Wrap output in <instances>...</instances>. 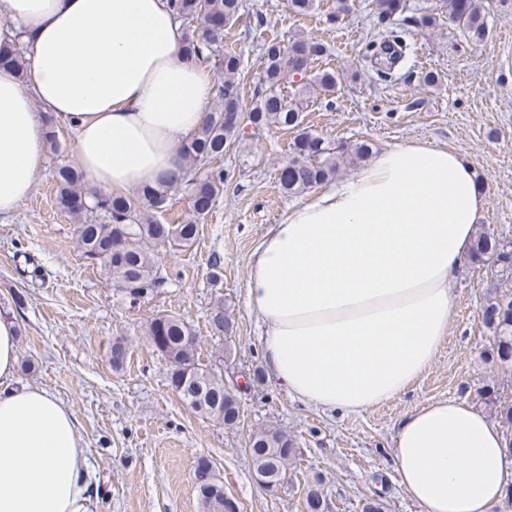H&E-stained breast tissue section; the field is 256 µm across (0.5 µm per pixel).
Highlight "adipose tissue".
<instances>
[{
    "label": "adipose tissue",
    "mask_w": 512,
    "mask_h": 512,
    "mask_svg": "<svg viewBox=\"0 0 512 512\" xmlns=\"http://www.w3.org/2000/svg\"><path fill=\"white\" fill-rule=\"evenodd\" d=\"M26 71L0 69V216L33 192L45 125L76 131L91 186L122 192L180 174L211 75L184 56L167 0H0ZM487 208L473 167L430 141L376 151L270 225L248 305L268 373L321 410L359 413L402 396L429 367L453 311L449 283ZM17 329L0 318V512H93L89 459L70 411L14 387ZM396 477L422 512H496L512 484L500 427L459 399L410 411Z\"/></svg>",
    "instance_id": "adipose-tissue-1"
}]
</instances>
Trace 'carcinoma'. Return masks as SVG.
I'll return each instance as SVG.
<instances>
[{
    "instance_id": "obj_1",
    "label": "carcinoma",
    "mask_w": 512,
    "mask_h": 512,
    "mask_svg": "<svg viewBox=\"0 0 512 512\" xmlns=\"http://www.w3.org/2000/svg\"><path fill=\"white\" fill-rule=\"evenodd\" d=\"M168 5L183 28L185 57L197 61L216 56L224 69V82L216 91L220 108L208 112L202 126L181 146L183 176L146 184L135 194L124 195L92 193L84 174L72 165H59L52 172L57 206L75 222L81 256L99 266L112 282L117 300L131 306L161 293L165 278L157 261L159 248L190 247L198 239L199 223L216 207L229 176L224 168H213L211 163L236 144L244 128H252L255 135L273 127L295 131L288 158L278 169L279 187L288 196L328 181L341 164L361 161L372 151L367 142L332 143L304 126L308 99L331 96L340 79L336 71L323 69L306 79L298 90L286 88L288 79L307 74L311 65L325 55L326 47L317 37H292L285 45L262 43L258 73L251 100L247 101L241 82L246 68L242 54L226 51L217 55L224 44V32L240 19L244 0H168ZM376 9L378 22L387 23L406 11V0H376ZM443 10L465 36L475 40L485 37L486 24L473 0H444ZM405 50L401 36L379 31L367 42L362 60L370 63L377 79L388 82ZM0 66L22 72L25 63L20 49L12 43L0 44ZM206 166L209 170L199 174ZM180 187L187 190L191 217L180 224H166L160 216L169 206L171 192ZM469 257L473 264L493 266V278L498 281L512 278V243L482 228L475 235ZM482 316L495 334L492 357L502 373L512 378V292L493 291L483 305ZM229 322L220 300L210 315L213 334L224 335ZM144 335L148 346L167 362L169 386L184 405L201 418L224 426L238 422L240 400L226 386L223 368L200 362L199 336L188 321L178 315H157L148 321ZM128 352L124 338L112 340L114 369L123 367ZM500 389L499 382L486 384L480 395L506 428L512 450V401L502 396ZM247 451L264 488L273 489L283 481L298 448L288 434L267 428L250 436ZM193 485L201 512H236L233 502L224 501V482L208 458L197 460ZM304 508L306 512H324V499L318 489L308 487Z\"/></svg>"
}]
</instances>
